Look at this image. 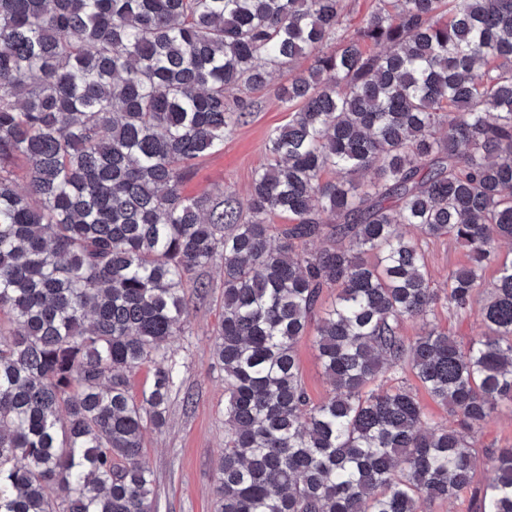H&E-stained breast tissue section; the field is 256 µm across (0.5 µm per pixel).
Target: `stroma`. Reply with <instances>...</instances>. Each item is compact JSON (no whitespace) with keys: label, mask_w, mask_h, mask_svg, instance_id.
Instances as JSON below:
<instances>
[{"label":"stroma","mask_w":512,"mask_h":512,"mask_svg":"<svg viewBox=\"0 0 512 512\" xmlns=\"http://www.w3.org/2000/svg\"><path fill=\"white\" fill-rule=\"evenodd\" d=\"M294 67L277 70L268 85L251 95L253 107L224 139L219 152L205 157L183 184L185 194H210L217 189L245 195L254 170L264 161L268 134L287 123L289 112L277 100V89L294 74ZM433 288L444 290L448 274L468 262L466 248L448 234L421 239ZM210 290L204 300L192 299L190 331L171 343L178 368V388L171 399L162 433L147 435L144 460L154 473L157 512H214L218 498L217 464L224 451V374L214 363L213 332L221 320L223 271L212 265L202 272ZM302 378L315 400L330 396L312 336L297 345ZM191 405H184V394Z\"/></svg>","instance_id":"1"}]
</instances>
